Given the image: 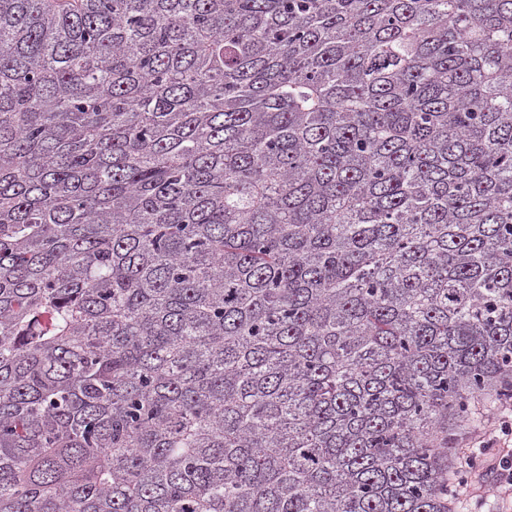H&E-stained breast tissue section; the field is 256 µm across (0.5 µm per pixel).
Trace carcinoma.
Wrapping results in <instances>:
<instances>
[{
  "label": "carcinoma",
  "mask_w": 512,
  "mask_h": 512,
  "mask_svg": "<svg viewBox=\"0 0 512 512\" xmlns=\"http://www.w3.org/2000/svg\"><path fill=\"white\" fill-rule=\"evenodd\" d=\"M512 397V0H0V512H452Z\"/></svg>",
  "instance_id": "cac0c4a2"
}]
</instances>
